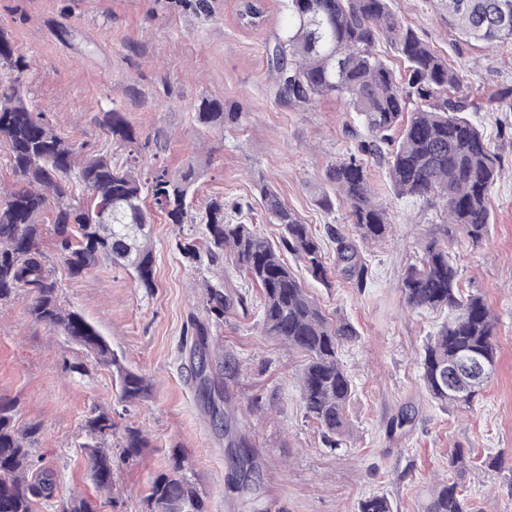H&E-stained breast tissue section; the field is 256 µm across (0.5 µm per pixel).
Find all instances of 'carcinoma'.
Returning <instances> with one entry per match:
<instances>
[{
  "mask_svg": "<svg viewBox=\"0 0 512 512\" xmlns=\"http://www.w3.org/2000/svg\"><path fill=\"white\" fill-rule=\"evenodd\" d=\"M286 8L288 29L270 53L279 95L300 103L337 97L347 111L356 113L365 130L362 136L350 130L357 138V152L326 173L339 200L348 206L352 224L350 235L327 227L328 237L336 243V269L363 287L369 272L363 248L383 240L390 229L387 210L368 177V160L383 164L396 196L443 202L448 223L425 241L421 265L407 269L401 294L412 310L448 312V320L420 354V380L442 406L469 407L495 370V317L481 296L462 294L448 239L458 229L474 244L489 234L491 191L501 176V161L470 114L512 110V90L494 91L481 102L461 93L464 71L403 24L392 0H287ZM239 13L251 15L256 24L264 17L260 0H240ZM448 22L467 39L488 47L511 42L512 0H448ZM382 37L390 40L405 63L407 83H400L376 52ZM4 66L23 72L28 63L0 29V68ZM241 117L236 105L219 99L206 98L194 107L195 122L210 129L222 131ZM96 122L112 143L127 149L123 161L108 153L85 154L59 135L27 98L22 80L0 90V138L9 145L14 177L11 187L0 193V304L16 296L26 298L33 322L57 329L97 362L112 366L116 361L103 336L80 313L61 306L55 268L40 249L45 227L39 218L52 214L57 258L69 276L82 275L105 257L132 267L138 286L148 292L155 287L147 231L153 213L178 226L199 222L203 246L181 232L170 248L189 264L204 257L211 266L227 263L260 288L262 332L304 356L298 379L305 409L318 424L325 446L342 447L351 439L347 407L354 385L339 349L354 341L358 330L344 319L328 317L282 259L285 253L294 256L311 278L329 284L321 239L269 187L261 189V203L269 220L281 226L275 241L250 224L226 220L222 199L210 200L194 220V170L176 173L144 162L150 141L141 140L117 108L99 113ZM77 185L89 193L90 204L71 202ZM203 288L201 311L190 313L187 320L192 361L205 348L211 326L223 323L229 310L247 311L252 298L246 287L222 277L204 280ZM465 356L485 360L488 373L477 380L458 373V362ZM193 371L206 391L215 392L209 401L211 417L224 422L232 470L228 489L259 488L250 437L221 408L220 386L224 377L238 374L239 367L219 355L213 365L200 359ZM118 382L122 403L134 404L151 390L145 376L121 367ZM112 428V415L106 412L94 410L85 422L89 479L97 491L108 494L114 468L107 446ZM40 430L33 421L16 425L15 406L0 403V512H35L37 500L54 495L52 476L36 471L33 458ZM147 447L148 437L128 427L120 457H137ZM469 462L465 449L450 451L452 477L429 490L422 512H474L461 486ZM146 502L149 512H205L177 455L168 471L151 483ZM57 508L97 512L92 499L85 497L70 498ZM358 512H393V505L386 495L373 493L359 501Z\"/></svg>",
  "mask_w": 512,
  "mask_h": 512,
  "instance_id": "1",
  "label": "carcinoma"
}]
</instances>
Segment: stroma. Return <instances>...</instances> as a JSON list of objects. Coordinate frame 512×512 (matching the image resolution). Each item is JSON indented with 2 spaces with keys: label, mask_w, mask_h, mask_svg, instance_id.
<instances>
[{
  "label": "stroma",
  "mask_w": 512,
  "mask_h": 512,
  "mask_svg": "<svg viewBox=\"0 0 512 512\" xmlns=\"http://www.w3.org/2000/svg\"><path fill=\"white\" fill-rule=\"evenodd\" d=\"M262 4L263 21L250 27L238 15V0H210L206 14L180 0H0V28L29 63L24 83L32 103L85 152L124 157V148L94 121L115 107L140 138L156 143L159 161L171 171L194 166V214L220 198L231 222L276 240L281 228L268 222L260 202V189L268 186L318 233L330 224L350 233L347 206L327 211L318 200L330 189L329 166L356 150L348 130L357 117L336 98L290 103L278 97L268 55L288 13L283 0ZM392 7L465 69L471 98L512 88V42L489 48L465 39L448 24L447 0H393ZM206 97L237 104L242 120L221 131L199 127L194 107ZM473 119L504 172L492 190L488 239L475 245L459 232L448 243L462 292L482 296L495 316L496 369L471 407L446 410L427 395L419 355L446 315L408 310L400 292L406 269L420 261L423 240L444 223L443 209L395 196L382 166H370L392 228L364 252L371 270L365 288L336 273L329 285L307 283L331 317L349 320L359 332L341 352L354 384L347 408L351 445L325 448L307 416L296 377L302 355L262 335L255 316L227 315L211 338L239 366L226 386L261 475L258 491H228L224 442L203 411L183 349L188 315L200 303L203 280L216 271L183 261L169 247L178 232L199 234V225L181 228L158 215L150 226L152 291L136 287L130 268L106 259L81 276L63 277L61 290L64 306L100 330L119 362L152 382L149 398L119 402L114 369L96 364L56 329L32 322L25 300L0 305V401L15 405L18 423H40L33 455L38 469L56 480L53 499L37 501L35 512L93 496L83 443L85 420L95 409L112 414L113 447L128 426L151 440L138 457L116 459L112 502L98 504V512H145L150 484L174 453L207 512H356L373 492L387 494L395 512H421L433 479L448 477V452L458 446L473 460L462 481L470 503L478 512H512V138L506 135L512 112H479ZM406 407L412 421L389 433ZM495 457L500 467L491 466Z\"/></svg>",
  "instance_id": "stroma-1"
}]
</instances>
